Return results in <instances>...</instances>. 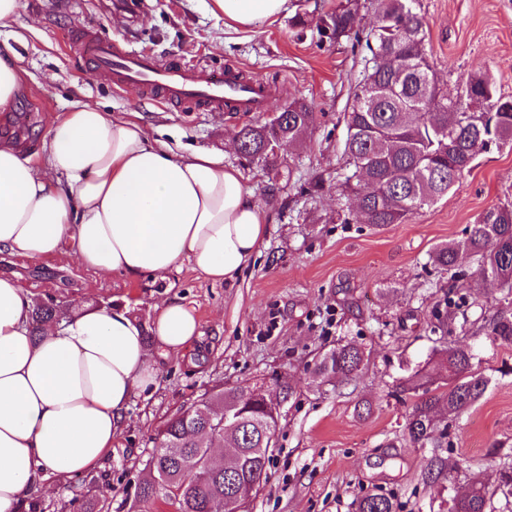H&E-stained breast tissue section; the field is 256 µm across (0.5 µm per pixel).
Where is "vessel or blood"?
I'll return each mask as SVG.
<instances>
[{"mask_svg": "<svg viewBox=\"0 0 512 512\" xmlns=\"http://www.w3.org/2000/svg\"><path fill=\"white\" fill-rule=\"evenodd\" d=\"M73 44L91 66L94 77L121 89H134L156 101L207 112H257L268 93L258 76L237 79L235 71L188 68L172 61L157 64L152 57L123 49L91 28H81Z\"/></svg>", "mask_w": 512, "mask_h": 512, "instance_id": "b4317fda", "label": "vessel or blood"}]
</instances>
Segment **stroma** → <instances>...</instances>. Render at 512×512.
I'll list each match as a JSON object with an SVG mask.
<instances>
[{
	"instance_id": "obj_1",
	"label": "stroma",
	"mask_w": 512,
	"mask_h": 512,
	"mask_svg": "<svg viewBox=\"0 0 512 512\" xmlns=\"http://www.w3.org/2000/svg\"><path fill=\"white\" fill-rule=\"evenodd\" d=\"M136 13L111 0H21L17 21L0 31L28 72L0 132L38 147L57 116L80 100L115 114L138 113L152 139L184 153L209 149L237 168L268 216L259 255L234 281L215 283L184 261L166 279H130L82 267L68 252L36 262L0 255V272L17 274L33 297L119 307L150 326L157 296L193 308L200 338L159 360L152 393H136L127 422L100 468L31 494L38 512H74L99 486H111L108 512H135L147 454L162 422L215 388L261 387L278 404L268 478L250 512H357L368 494L392 499L396 512H448L451 496L472 473L496 487L494 512H512L500 471L512 464V343L489 336L495 311L512 312V293L476 274L434 266L433 249L460 241L486 209L512 204V145L480 154L447 196L408 223L376 228L350 215L339 191L350 168L343 153L344 114L364 76V45L319 39L317 5L290 0L278 20L252 31L225 27L206 0H137ZM428 54L444 92L460 74H489L512 96V0H419ZM304 16L305 26L294 25ZM144 51L156 61L233 68L261 76L269 98L262 112H192L93 78L72 47L80 28ZM293 101L317 115L302 143L265 167L225 144L235 127L265 122ZM470 346L475 371L490 384L453 422L444 448H420L406 436L410 401L399 384L443 342ZM366 354L358 376L321 381L315 363L337 344ZM452 474L430 477L435 460Z\"/></svg>"
}]
</instances>
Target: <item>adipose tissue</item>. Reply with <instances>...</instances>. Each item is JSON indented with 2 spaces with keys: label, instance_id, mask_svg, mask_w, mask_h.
Returning a JSON list of instances; mask_svg holds the SVG:
<instances>
[{
  "label": "adipose tissue",
  "instance_id": "adipose-tissue-1",
  "mask_svg": "<svg viewBox=\"0 0 512 512\" xmlns=\"http://www.w3.org/2000/svg\"><path fill=\"white\" fill-rule=\"evenodd\" d=\"M288 0H211L228 27L254 28ZM268 217L221 154L174 152L134 115L76 102L40 147L0 142V253L40 260L71 248L88 269L165 278L184 260L214 282L235 278L265 238ZM33 299L0 275V512H20L48 478L100 467L135 393L158 383L152 350L189 348L194 311L154 307V336L124 310L75 305L33 333Z\"/></svg>",
  "mask_w": 512,
  "mask_h": 512
}]
</instances>
